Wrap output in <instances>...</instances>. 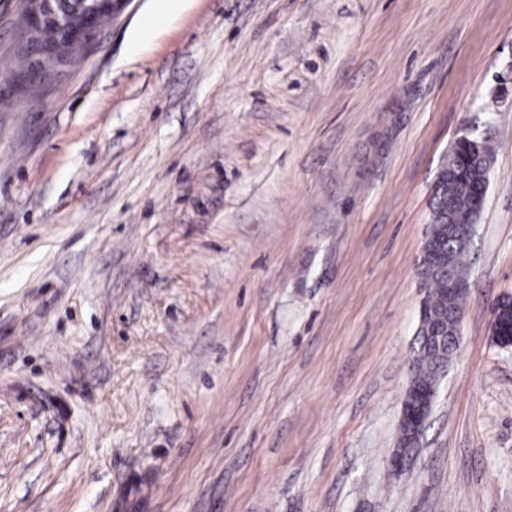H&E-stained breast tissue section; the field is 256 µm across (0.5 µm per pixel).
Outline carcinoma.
<instances>
[{
	"mask_svg": "<svg viewBox=\"0 0 512 512\" xmlns=\"http://www.w3.org/2000/svg\"><path fill=\"white\" fill-rule=\"evenodd\" d=\"M492 150L488 140H481L477 147L454 143L446 164L434 184L430 200L431 221L428 233L444 241L440 267L420 264V275L428 284L426 296L428 314L423 326L416 331L413 342L412 385L435 386L441 377L442 368L439 349L433 345L430 333L440 319L450 314L460 315L465 294L448 296V276L460 284L466 282V256L469 239L450 237L447 234L448 211H453L456 222L476 228L482 207L476 196L486 194L490 172Z\"/></svg>",
	"mask_w": 512,
	"mask_h": 512,
	"instance_id": "obj_1",
	"label": "carcinoma"
}]
</instances>
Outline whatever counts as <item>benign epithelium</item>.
Returning a JSON list of instances; mask_svg holds the SVG:
<instances>
[{
  "instance_id": "obj_1",
  "label": "benign epithelium",
  "mask_w": 512,
  "mask_h": 512,
  "mask_svg": "<svg viewBox=\"0 0 512 512\" xmlns=\"http://www.w3.org/2000/svg\"><path fill=\"white\" fill-rule=\"evenodd\" d=\"M132 0H30L17 21L16 34L26 51V78L32 84H45L48 78L68 64L70 45L87 48L100 31L99 13L107 4L111 15L124 10ZM437 389L415 387L402 405L400 446L421 437L431 413Z\"/></svg>"
}]
</instances>
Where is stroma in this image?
I'll return each instance as SVG.
<instances>
[{"mask_svg":"<svg viewBox=\"0 0 512 512\" xmlns=\"http://www.w3.org/2000/svg\"><path fill=\"white\" fill-rule=\"evenodd\" d=\"M0 512H512V0H131L14 92ZM493 147L460 347L395 471L430 196Z\"/></svg>","mask_w":512,"mask_h":512,"instance_id":"1","label":"stroma"}]
</instances>
